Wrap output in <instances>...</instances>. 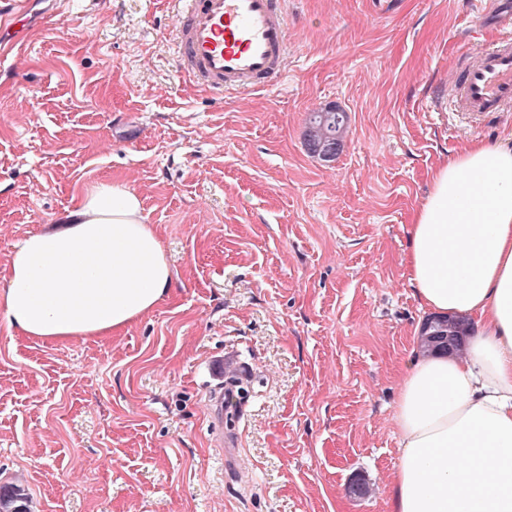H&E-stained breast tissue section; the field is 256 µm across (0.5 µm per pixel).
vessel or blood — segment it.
<instances>
[{
  "label": "vessel or blood",
  "mask_w": 512,
  "mask_h": 512,
  "mask_svg": "<svg viewBox=\"0 0 512 512\" xmlns=\"http://www.w3.org/2000/svg\"><path fill=\"white\" fill-rule=\"evenodd\" d=\"M174 57L177 67L215 95H246L277 85L287 73L289 43L285 0H177ZM508 34L466 53L457 74L433 98L481 124L512 108V13Z\"/></svg>",
  "instance_id": "vessel-or-blood-1"
}]
</instances>
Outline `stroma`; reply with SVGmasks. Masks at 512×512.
Here are the masks:
<instances>
[{"label": "stroma", "instance_id": "1", "mask_svg": "<svg viewBox=\"0 0 512 512\" xmlns=\"http://www.w3.org/2000/svg\"><path fill=\"white\" fill-rule=\"evenodd\" d=\"M47 3L0 62V289L101 183L140 195L174 279L111 337L26 338L0 312V484L33 512H389L426 318L411 216L449 152L512 134V110L471 127L433 92L497 38L500 0H287L282 86L224 97L177 71L172 0ZM331 105L349 122L325 162L304 131ZM232 372L221 446L207 404Z\"/></svg>", "mask_w": 512, "mask_h": 512}]
</instances>
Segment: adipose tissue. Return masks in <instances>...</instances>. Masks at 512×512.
I'll list each match as a JSON object with an SVG mask.
<instances>
[{
    "mask_svg": "<svg viewBox=\"0 0 512 512\" xmlns=\"http://www.w3.org/2000/svg\"><path fill=\"white\" fill-rule=\"evenodd\" d=\"M74 221L12 255L0 307L18 335L109 336L151 311L174 277L137 193L101 183ZM408 280L436 315L482 324L461 355L411 348L399 373L390 512H512V147L471 140L415 210Z\"/></svg>",
    "mask_w": 512,
    "mask_h": 512,
    "instance_id": "adipose-tissue-1",
    "label": "adipose tissue"
}]
</instances>
